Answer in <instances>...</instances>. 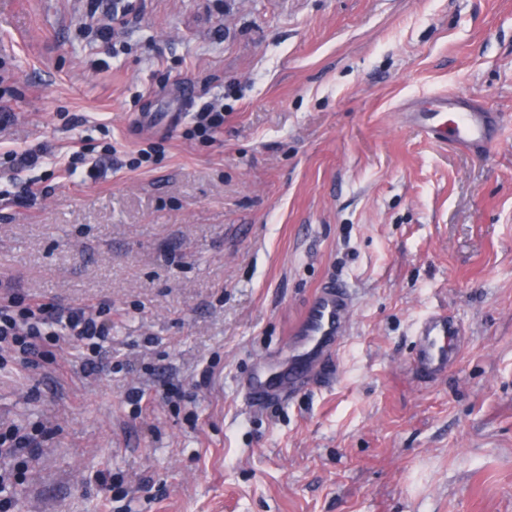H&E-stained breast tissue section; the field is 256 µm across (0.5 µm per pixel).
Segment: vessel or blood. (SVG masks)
I'll return each instance as SVG.
<instances>
[{
  "instance_id": "vessel-or-blood-1",
  "label": "vessel or blood",
  "mask_w": 512,
  "mask_h": 512,
  "mask_svg": "<svg viewBox=\"0 0 512 512\" xmlns=\"http://www.w3.org/2000/svg\"><path fill=\"white\" fill-rule=\"evenodd\" d=\"M404 119L432 142L475 155L494 144L491 131L501 122L498 114L459 96L425 100L416 111L405 113ZM351 311L352 299L343 285L331 279L318 287L290 332L287 358L261 366L245 384L247 403L257 406L275 397L288 398L314 377L339 348ZM460 334L456 322L437 314L420 323L416 363L425 374L435 376L447 370L457 355Z\"/></svg>"
}]
</instances>
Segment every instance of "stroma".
<instances>
[{
	"label": "stroma",
	"mask_w": 512,
	"mask_h": 512,
	"mask_svg": "<svg viewBox=\"0 0 512 512\" xmlns=\"http://www.w3.org/2000/svg\"><path fill=\"white\" fill-rule=\"evenodd\" d=\"M134 5L108 46L79 29L89 0H0V284L111 307L98 376L77 343L0 366V421L58 427L10 512H512V0ZM448 93L501 114L486 155L403 123ZM214 101L223 128L192 136ZM40 145L116 153L93 180L12 170ZM331 276L353 302L333 361L249 408ZM436 312L463 334L430 379ZM417 336V365L429 376L445 372L457 355V342L459 336H462L459 325L453 320L433 314L420 323Z\"/></svg>",
	"instance_id": "1"
}]
</instances>
